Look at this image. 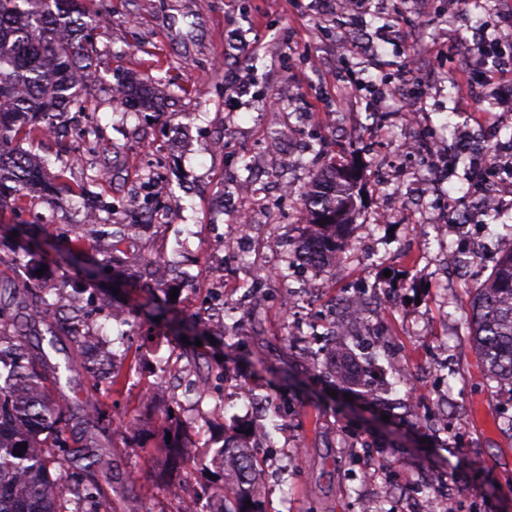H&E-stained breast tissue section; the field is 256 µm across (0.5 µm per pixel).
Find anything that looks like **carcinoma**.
I'll use <instances>...</instances> for the list:
<instances>
[{
  "label": "carcinoma",
  "mask_w": 512,
  "mask_h": 512,
  "mask_svg": "<svg viewBox=\"0 0 512 512\" xmlns=\"http://www.w3.org/2000/svg\"><path fill=\"white\" fill-rule=\"evenodd\" d=\"M88 0H0V196L18 199L33 178V169L14 152V143L32 141L47 132H64L62 117L85 106L79 76L92 72L93 47L87 45L82 20ZM120 99L156 109L151 88L120 85ZM358 182L348 165L312 175L303 201L309 216L301 249L311 263L336 264L347 245L346 230L357 207ZM132 225L99 232L112 237V254L100 263L119 267L121 245ZM58 287L31 293L18 291L0 301V512H99L102 455L96 427L98 411L79 446L69 444L66 428L73 416L70 398L53 396L47 383H60L30 353L28 335L16 320V299L31 300L36 314L50 323L57 318ZM469 337L489 384L512 390V250L497 261L473 298ZM336 380L358 386L355 367L371 358L357 355L347 336H336ZM18 454H13V451ZM222 468L215 492L224 512H264L263 472L249 447L224 440L215 451ZM252 507H246V501Z\"/></svg>",
  "instance_id": "carcinoma-1"
}]
</instances>
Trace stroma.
I'll list each match as a JSON object with an SVG mask.
<instances>
[{
	"label": "stroma",
	"mask_w": 512,
	"mask_h": 512,
	"mask_svg": "<svg viewBox=\"0 0 512 512\" xmlns=\"http://www.w3.org/2000/svg\"><path fill=\"white\" fill-rule=\"evenodd\" d=\"M87 22L98 79L85 93L79 129L18 145L44 178L61 171L67 185L51 192L32 186L21 200L0 202V286L70 281L93 314L91 341L128 337L115 367L125 385L95 397L108 415L129 420L99 435L109 505L123 512L135 499L151 512H178L168 486L186 477L201 512H221L215 475L200 463L225 437L250 442L261 417L277 425L258 457L276 481L262 492L264 512H353L366 495L378 496L384 512H403L402 501L419 492L427 473L445 477L458 512H512V433L502 428L512 419V392L484 386L466 325L476 290L501 255L498 241L512 234V194L497 220L486 219L473 198V174L454 157L441 158L434 203L456 201L448 219L467 227L464 237L441 240L433 225L415 223L413 188L402 175L419 162L400 150L407 103L417 109L414 135L453 144L486 119L495 127L489 156L512 144V109L490 99L475 105L449 80L461 69L482 78L471 47L482 30L512 27V0H364L353 16L336 0H92ZM238 32L256 52L234 49ZM416 48L423 55L410 84L403 66ZM229 77L243 93L226 92ZM121 82L153 88L159 111L116 100L112 89ZM88 125L103 131L92 157L111 176L99 182L68 161ZM300 139L309 154H298ZM335 164L358 167L367 200L347 230L342 263L321 268L324 291L288 314L267 267L285 263L280 244L301 242L308 219L302 194L313 173ZM280 177L291 197L270 200L247 253H239L233 183ZM80 184L112 206L113 223L141 225L124 246L126 276H84L109 241H91L74 258L59 241L62 225L84 224L86 196L70 192ZM391 198L399 209L379 221ZM159 211L168 223H153ZM17 224L36 225L42 245L26 268L12 261L23 244L11 232ZM447 248L478 262L479 274L441 275ZM157 254L176 259L161 286L145 264ZM217 262L229 272V315L220 325L201 315ZM257 286L265 298L254 310L242 297ZM354 292L394 299L372 305L349 338L355 353H372L363 377L394 403L391 411L346 400L322 351L339 301ZM14 311L31 335L57 334L60 349L50 362L73 363L65 393L86 387L84 361L65 353L66 314L49 327L26 305ZM446 352L457 372L440 365ZM162 361L173 378L217 365L224 376L211 378V396L200 403L181 386L147 400ZM168 438L181 448L175 465L163 449Z\"/></svg>",
	"instance_id": "stroma-1"
}]
</instances>
